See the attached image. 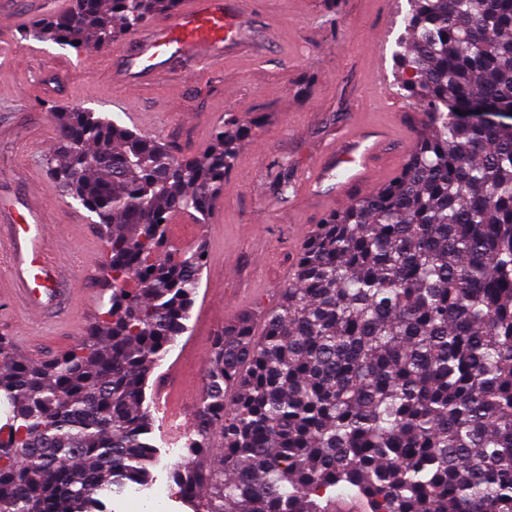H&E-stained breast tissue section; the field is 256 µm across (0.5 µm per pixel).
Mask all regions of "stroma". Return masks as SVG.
<instances>
[{
    "label": "stroma",
    "instance_id": "stroma-1",
    "mask_svg": "<svg viewBox=\"0 0 512 512\" xmlns=\"http://www.w3.org/2000/svg\"><path fill=\"white\" fill-rule=\"evenodd\" d=\"M267 37L254 62L226 63L183 80H164L145 93L114 89L103 76L108 52L81 51L25 39L11 20H0V198L40 195L52 226L51 246L70 268L68 303L32 319L18 304L0 307V335L31 337L42 360L73 346L87 331L103 295L104 241L98 225L62 198L45 167L55 139L53 106L91 108L138 133L170 141L184 155L203 151L225 113L262 116L241 148L208 223L186 214L171 218L169 240L189 250L205 244L207 263L186 322L187 330L148 382L146 406L155 412L158 463L151 483L113 496L112 512H191L171 477L173 449L185 434L171 432L159 413V386L170 382L169 404L192 425L203 393V368L214 336L249 317L254 337L263 312L279 301L294 274L293 258L343 203L314 199L307 168L354 123L396 127L378 170L392 179L415 138L409 110L390 85L396 42L404 31L407 0H244ZM287 162L294 191L281 196L272 168ZM165 489L156 502V489Z\"/></svg>",
    "mask_w": 512,
    "mask_h": 512
}]
</instances>
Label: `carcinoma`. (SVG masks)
<instances>
[{"instance_id":"cac0c4a2","label":"carcinoma","mask_w":512,"mask_h":512,"mask_svg":"<svg viewBox=\"0 0 512 512\" xmlns=\"http://www.w3.org/2000/svg\"><path fill=\"white\" fill-rule=\"evenodd\" d=\"M180 0H71L22 37L109 50ZM392 91L422 111L399 174L327 215L256 340H214L187 455L196 512H512V0H408ZM46 165L95 215L111 294L46 362L0 336V512H108L148 484L152 371L186 331L207 258L167 237L209 216L261 117L186 156L91 108L52 109ZM136 287L125 288L130 276ZM219 436L224 452L202 458Z\"/></svg>"}]
</instances>
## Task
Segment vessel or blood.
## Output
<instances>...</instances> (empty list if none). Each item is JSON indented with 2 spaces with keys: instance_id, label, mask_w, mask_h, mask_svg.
I'll return each instance as SVG.
<instances>
[{
  "instance_id": "1",
  "label": "vessel or blood",
  "mask_w": 512,
  "mask_h": 512,
  "mask_svg": "<svg viewBox=\"0 0 512 512\" xmlns=\"http://www.w3.org/2000/svg\"><path fill=\"white\" fill-rule=\"evenodd\" d=\"M260 45L239 0H183L173 15L135 33L129 50L109 60L107 77L113 85L137 90L162 77L194 76L217 63L252 59ZM390 138L385 125L351 126L311 165L309 191L346 201L353 189L372 186L375 160ZM4 212L20 213L21 221L0 226V261L10 271L14 297L37 317L70 295L61 285L58 261L47 252L45 210L30 203L20 211L5 201L0 202Z\"/></svg>"
}]
</instances>
